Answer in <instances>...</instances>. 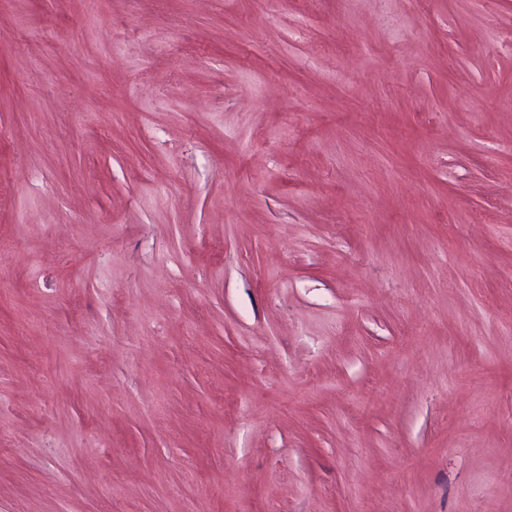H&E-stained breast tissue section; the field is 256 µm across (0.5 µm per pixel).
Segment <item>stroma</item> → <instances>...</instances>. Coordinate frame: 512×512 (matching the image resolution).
<instances>
[{
	"label": "stroma",
	"instance_id": "35a3bbf8",
	"mask_svg": "<svg viewBox=\"0 0 512 512\" xmlns=\"http://www.w3.org/2000/svg\"><path fill=\"white\" fill-rule=\"evenodd\" d=\"M512 512V0H0V512Z\"/></svg>",
	"mask_w": 512,
	"mask_h": 512
}]
</instances>
